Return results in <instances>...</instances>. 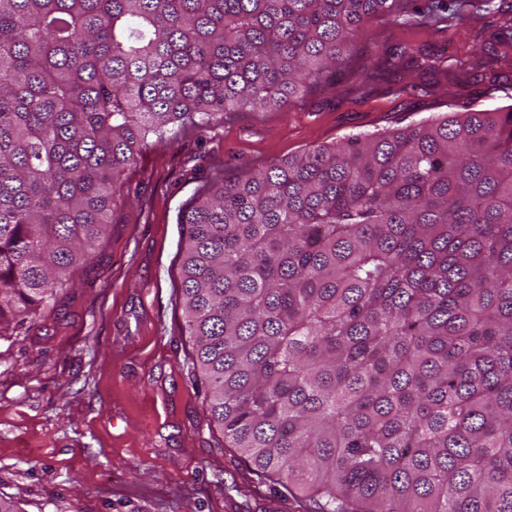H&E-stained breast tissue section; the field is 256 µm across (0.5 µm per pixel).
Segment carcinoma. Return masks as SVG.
Wrapping results in <instances>:
<instances>
[{
  "instance_id": "1",
  "label": "carcinoma",
  "mask_w": 512,
  "mask_h": 512,
  "mask_svg": "<svg viewBox=\"0 0 512 512\" xmlns=\"http://www.w3.org/2000/svg\"><path fill=\"white\" fill-rule=\"evenodd\" d=\"M0 0V337L104 242L149 140L283 109L376 20L465 0ZM182 308L206 408L314 512H512V104L203 182Z\"/></svg>"
}]
</instances>
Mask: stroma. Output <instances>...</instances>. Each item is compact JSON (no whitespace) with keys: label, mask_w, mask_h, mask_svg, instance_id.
Segmentation results:
<instances>
[{"label":"stroma","mask_w":512,"mask_h":512,"mask_svg":"<svg viewBox=\"0 0 512 512\" xmlns=\"http://www.w3.org/2000/svg\"><path fill=\"white\" fill-rule=\"evenodd\" d=\"M436 27L383 24L363 62L401 44L410 66L349 77L269 112L154 142L127 171L102 248L54 308L0 340V494L22 512H301L224 445L177 301L179 213L217 170L238 174L321 144L512 104V49L488 53L502 12Z\"/></svg>","instance_id":"stroma-1"}]
</instances>
